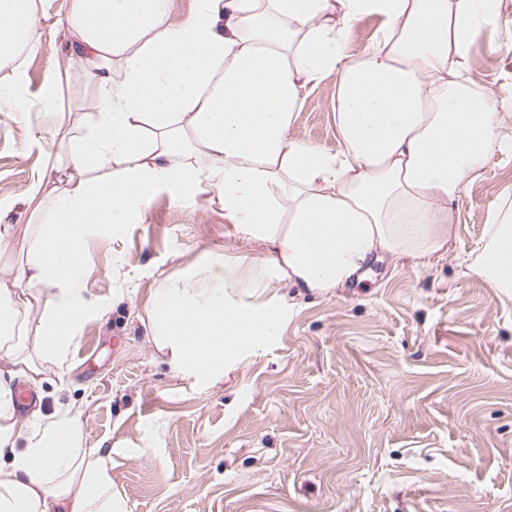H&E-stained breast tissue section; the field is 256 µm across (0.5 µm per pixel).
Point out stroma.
Returning <instances> with one entry per match:
<instances>
[{
  "instance_id": "1",
  "label": "stroma",
  "mask_w": 512,
  "mask_h": 512,
  "mask_svg": "<svg viewBox=\"0 0 512 512\" xmlns=\"http://www.w3.org/2000/svg\"><path fill=\"white\" fill-rule=\"evenodd\" d=\"M69 0H33L41 42L19 77L30 112L0 100V222L26 225L29 188L55 162L41 100L50 71L63 125L90 111L93 84L67 69L58 21ZM470 74L512 103V0L476 31ZM336 80L309 84L291 128L340 148ZM512 154L495 155L458 203L448 256L421 266L384 256L361 281L320 296L280 284L279 338L224 379L176 375L150 339L145 306L164 277L201 252L258 253L219 205L181 208L166 192L146 223L89 245L85 296L108 307L87 324L61 377L43 382V409L87 410L84 431L112 449V485L131 512H512V301L466 275L504 198Z\"/></svg>"
}]
</instances>
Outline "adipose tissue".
<instances>
[{"instance_id": "adipose-tissue-1", "label": "adipose tissue", "mask_w": 512, "mask_h": 512, "mask_svg": "<svg viewBox=\"0 0 512 512\" xmlns=\"http://www.w3.org/2000/svg\"><path fill=\"white\" fill-rule=\"evenodd\" d=\"M30 0H0V65L34 52ZM500 0H70L60 26L97 94L64 131L63 185L45 170L26 247L0 276V512H130L112 486V451L88 442L78 407L19 413L17 383L64 370L84 326L105 308L84 296L90 238L143 223L159 191L171 203H218L261 254L213 252L164 278L146 314L172 370L208 385L285 317L261 304L275 282L326 294L387 255L428 265L447 255L453 207L511 145L503 102L469 77L477 28ZM378 17L357 57L354 24ZM336 79L333 153L290 129L309 83ZM467 272L512 299V207L485 225ZM34 335H27L28 325Z\"/></svg>"}]
</instances>
